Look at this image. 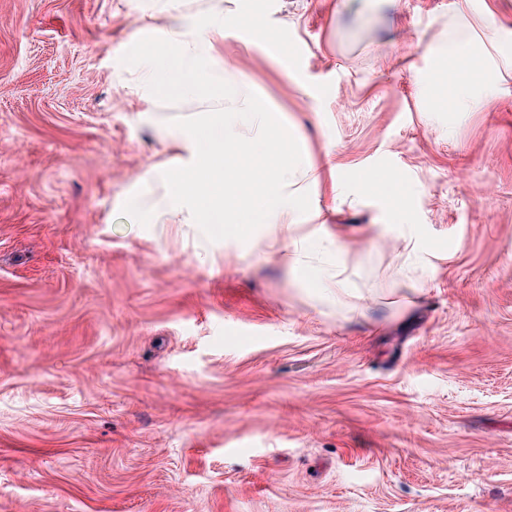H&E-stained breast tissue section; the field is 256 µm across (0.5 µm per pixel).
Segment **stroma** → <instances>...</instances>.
<instances>
[{
    "instance_id": "obj_1",
    "label": "stroma",
    "mask_w": 512,
    "mask_h": 512,
    "mask_svg": "<svg viewBox=\"0 0 512 512\" xmlns=\"http://www.w3.org/2000/svg\"><path fill=\"white\" fill-rule=\"evenodd\" d=\"M455 3L178 2L223 10L219 52L309 154L347 312L273 225L148 212L145 172L189 160L158 128L224 109L142 96L161 0H0V512H512V68L436 111L417 35L488 48ZM408 224L421 286L393 279Z\"/></svg>"
}]
</instances>
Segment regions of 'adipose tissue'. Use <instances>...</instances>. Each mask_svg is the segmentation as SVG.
<instances>
[{
    "label": "adipose tissue",
    "instance_id": "adipose-tissue-1",
    "mask_svg": "<svg viewBox=\"0 0 512 512\" xmlns=\"http://www.w3.org/2000/svg\"><path fill=\"white\" fill-rule=\"evenodd\" d=\"M481 22L491 36V49L466 69L453 71L450 109L454 112L478 105L473 93L477 83H484L486 91L495 90V83L484 80L490 69L512 66V49L503 45L504 27L494 10L483 8ZM223 36L222 11L183 19L163 31L157 52L138 61L147 97L229 102L225 113L212 121L168 132V140L188 151L193 164L185 174L170 178L155 208L167 216L178 204L188 203L204 224L278 225L285 234L273 244L285 272L336 305L359 309L363 297L347 275L348 243L332 241L336 252L332 270L321 272L310 263L308 246L325 234L326 226L316 223V213L302 191L311 174L308 156L286 123L271 121L262 99L242 91L235 70L215 47ZM250 145L264 151L275 149L272 175L240 166L237 158Z\"/></svg>",
    "mask_w": 512,
    "mask_h": 512
}]
</instances>
